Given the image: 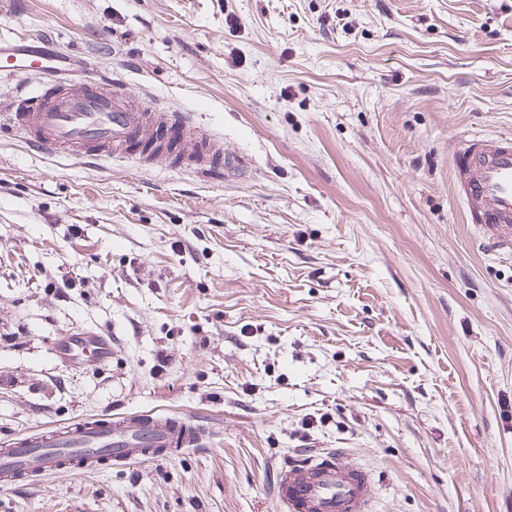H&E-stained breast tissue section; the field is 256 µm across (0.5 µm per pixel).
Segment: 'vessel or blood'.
Wrapping results in <instances>:
<instances>
[{"instance_id":"vessel-or-blood-1","label":"vessel or blood","mask_w":512,"mask_h":512,"mask_svg":"<svg viewBox=\"0 0 512 512\" xmlns=\"http://www.w3.org/2000/svg\"><path fill=\"white\" fill-rule=\"evenodd\" d=\"M27 59L41 63L51 77L38 93L18 96L9 110L10 125L23 133L30 149L75 155L89 165L116 155L146 165L163 153L173 166L188 164L207 175L240 167V157L207 134L198 136L191 153L182 154L190 132L186 113L135 109L127 83L105 82L88 70L57 63L47 39L0 42V61ZM454 167L462 198L481 223H512V135L458 143ZM55 351L71 364H104L115 353V338L103 330L66 336ZM206 436L205 426L192 416L115 414L74 421L0 445V486L31 483L59 470L94 472L149 461L200 447ZM272 494L284 512H372L374 499L368 472L340 449L283 464Z\"/></svg>"}]
</instances>
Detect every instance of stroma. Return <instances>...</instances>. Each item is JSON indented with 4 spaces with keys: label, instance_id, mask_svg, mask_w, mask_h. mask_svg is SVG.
<instances>
[{
    "label": "stroma",
    "instance_id": "35a3bbf8",
    "mask_svg": "<svg viewBox=\"0 0 512 512\" xmlns=\"http://www.w3.org/2000/svg\"><path fill=\"white\" fill-rule=\"evenodd\" d=\"M41 35L189 113L234 178L31 153L0 129V442L105 415L200 448L0 486V512H281L340 448L376 512H512V226L472 223L456 141L512 133V0H14ZM115 331L75 367L73 333ZM115 345V336L99 330L77 336H65L57 343L55 351L59 358L71 364H81L86 360L105 364L112 359Z\"/></svg>",
    "mask_w": 512,
    "mask_h": 512
}]
</instances>
